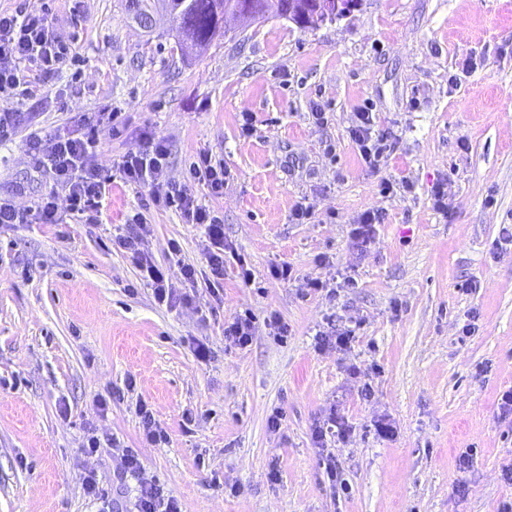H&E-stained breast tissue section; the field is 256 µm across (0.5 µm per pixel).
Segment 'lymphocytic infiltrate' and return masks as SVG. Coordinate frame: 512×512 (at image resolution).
<instances>
[{
    "label": "lymphocytic infiltrate",
    "instance_id": "lymphocytic-infiltrate-1",
    "mask_svg": "<svg viewBox=\"0 0 512 512\" xmlns=\"http://www.w3.org/2000/svg\"><path fill=\"white\" fill-rule=\"evenodd\" d=\"M69 59V49L50 30L48 17L40 9L0 11V95L39 92V78L58 72ZM375 117L370 109L356 114V122L349 130L366 164H375L388 149L387 138L375 131ZM35 164L53 180L54 192L38 200L27 210L17 209L9 202H0V224H58L63 214H70L87 224L98 223L102 201L111 186L110 177L104 176L95 158L101 140L93 133L71 134L58 132L30 139ZM168 149L163 141L150 142L141 151L124 155L117 168L127 183L144 186L149 190L153 206L172 209L180 213L189 224H202L213 246L208 265L213 280L224 278V220L202 202L195 192L196 186L206 187L209 195L224 192L228 172L223 159L203 150L188 170L184 183L167 180ZM64 191L68 206L59 212L57 191ZM133 229L117 236V244L130 253L133 261L146 269L158 302L175 303L177 294L166 282V275L157 267L144 245L151 229L143 214L131 218Z\"/></svg>",
    "mask_w": 512,
    "mask_h": 512
}]
</instances>
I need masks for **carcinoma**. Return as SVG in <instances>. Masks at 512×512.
<instances>
[{
    "label": "carcinoma",
    "instance_id": "obj_1",
    "mask_svg": "<svg viewBox=\"0 0 512 512\" xmlns=\"http://www.w3.org/2000/svg\"><path fill=\"white\" fill-rule=\"evenodd\" d=\"M134 20L148 28L143 19H152L162 10L177 22L174 38L183 50L206 47L224 36V12L234 11L247 0H136Z\"/></svg>",
    "mask_w": 512,
    "mask_h": 512
}]
</instances>
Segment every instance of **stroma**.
Segmentation results:
<instances>
[{
	"mask_svg": "<svg viewBox=\"0 0 512 512\" xmlns=\"http://www.w3.org/2000/svg\"><path fill=\"white\" fill-rule=\"evenodd\" d=\"M124 2L0 0L2 11L44 9L73 56L37 95L10 100L0 198L25 209L53 187L32 159L31 133H83L115 109L124 125L120 136L100 134L97 163L112 177L101 223L0 228V512H131L143 478L181 512H503L512 505V418L500 409L512 390L503 234L512 0H362L314 30L274 15L231 19L226 38L187 56L167 14L147 31ZM367 105L393 143L373 167L348 134ZM317 108L324 123L311 117ZM153 138L166 142L173 182L200 150L224 160L223 195L197 191L224 215L219 293L204 225L145 208L147 189L117 173ZM439 183L444 212L434 207ZM300 204L314 212L304 224L292 220ZM368 210L383 222L361 252L351 224ZM139 211L153 262L189 304H159L115 245ZM185 264L195 281L184 280ZM275 265L294 279L274 277ZM245 267L253 283L241 279ZM341 273L354 286L337 287ZM310 278L324 289L305 287ZM245 310L251 342L225 344V326ZM332 315L362 323L348 350L317 345ZM272 319L286 341L271 336ZM140 401L166 442L143 437ZM332 409L352 431L324 448L315 428ZM383 415L394 427L384 440L374 427ZM91 426L106 440L92 456L81 452ZM125 448L140 476L125 475ZM328 452L350 494L328 480ZM91 472L98 500L84 489Z\"/></svg>",
	"mask_w": 512,
	"mask_h": 512,
	"instance_id": "obj_1",
	"label": "stroma"
}]
</instances>
